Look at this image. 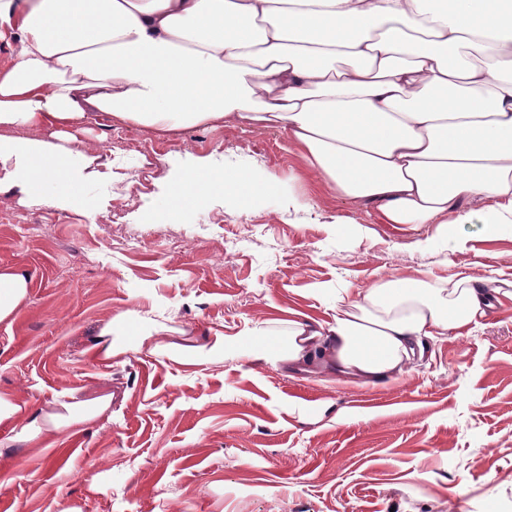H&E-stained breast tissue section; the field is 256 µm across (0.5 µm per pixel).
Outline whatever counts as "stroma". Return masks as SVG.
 Wrapping results in <instances>:
<instances>
[{"label": "stroma", "instance_id": "stroma-1", "mask_svg": "<svg viewBox=\"0 0 512 512\" xmlns=\"http://www.w3.org/2000/svg\"><path fill=\"white\" fill-rule=\"evenodd\" d=\"M95 133L107 163L66 208L0 193V263L33 282L0 325V391L114 401L53 447L0 453V512H512L511 303L375 385L248 359L238 338L330 320L337 291L381 276L512 275V224L382 223L279 130ZM202 161L273 176L279 193L215 189L167 220L171 183ZM129 310L166 324L159 342L184 361L136 346L130 326L123 356L97 354ZM219 334L222 359H199Z\"/></svg>", "mask_w": 512, "mask_h": 512}]
</instances>
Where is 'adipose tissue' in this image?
Masks as SVG:
<instances>
[{
	"instance_id": "obj_1",
	"label": "adipose tissue",
	"mask_w": 512,
	"mask_h": 512,
	"mask_svg": "<svg viewBox=\"0 0 512 512\" xmlns=\"http://www.w3.org/2000/svg\"><path fill=\"white\" fill-rule=\"evenodd\" d=\"M0 192L63 207L101 153L81 133L101 122L157 135L237 124L279 129L352 201L385 223L512 224V0H0ZM36 140L10 138L13 130ZM258 182L247 168L196 165L165 207ZM486 199L482 209L464 201ZM31 288L0 265V325ZM512 303V281L383 276L337 294L328 322L292 319L282 334L245 328L259 361L320 364L380 381L424 340L470 334ZM111 396L54 401L43 413L0 392L13 448L81 428Z\"/></svg>"
}]
</instances>
